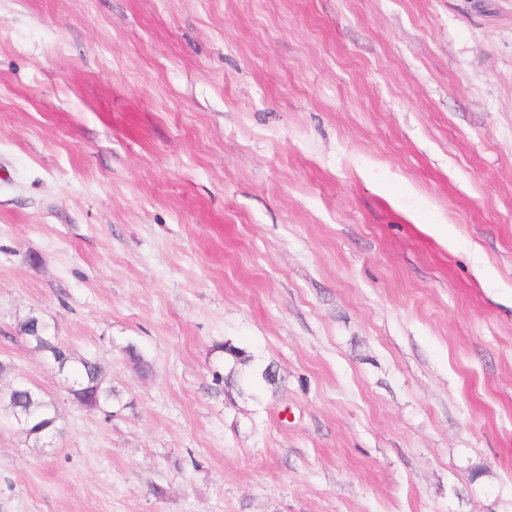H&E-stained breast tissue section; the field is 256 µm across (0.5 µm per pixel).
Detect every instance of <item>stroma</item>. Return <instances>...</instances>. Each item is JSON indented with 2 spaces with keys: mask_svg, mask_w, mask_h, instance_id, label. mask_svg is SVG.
I'll return each mask as SVG.
<instances>
[{
  "mask_svg": "<svg viewBox=\"0 0 512 512\" xmlns=\"http://www.w3.org/2000/svg\"><path fill=\"white\" fill-rule=\"evenodd\" d=\"M0 364V512H512V0H0ZM71 382L77 391H100L102 408L109 416L112 414V404L119 400V393L111 384L106 382L105 372L101 364L93 357H73L66 366ZM111 409V411H108ZM25 384L26 389L20 393L19 397L5 399L3 400V405L0 397V411H2L3 407V410L7 412L6 416H9L10 419L12 418L13 413L18 409H22V407L40 419L46 420L50 419L52 416H56L54 403L51 400L46 399L30 384Z\"/></svg>",
  "mask_w": 512,
  "mask_h": 512,
  "instance_id": "1",
  "label": "stroma"
}]
</instances>
